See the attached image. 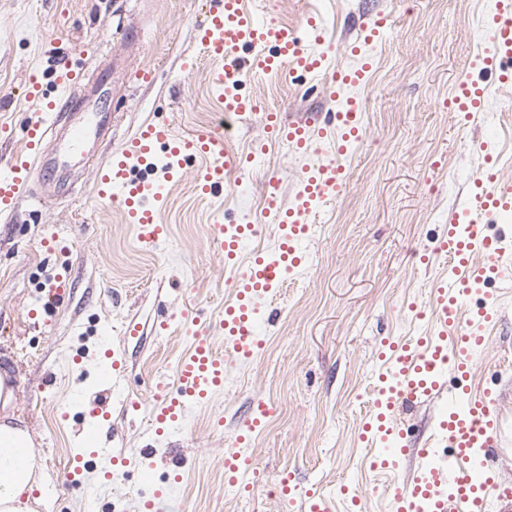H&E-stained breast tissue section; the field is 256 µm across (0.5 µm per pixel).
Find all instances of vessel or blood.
Segmentation results:
<instances>
[{
  "label": "vessel or blood",
  "instance_id": "obj_1",
  "mask_svg": "<svg viewBox=\"0 0 512 512\" xmlns=\"http://www.w3.org/2000/svg\"><path fill=\"white\" fill-rule=\"evenodd\" d=\"M485 26L488 46L480 68L495 73L502 88H511L512 0H495ZM197 37L204 52L219 63L212 83L224 102L223 121L181 138L165 125L148 124L129 141L123 156L110 159L93 173L98 197L119 203L127 223L135 226L139 243L147 248L158 246L169 234L159 213L170 182L191 159L208 160L197 183L204 195L222 193L228 172L240 168V157L229 153L227 143L234 124L247 117L251 106L238 93L247 76L272 69L291 75L322 71L324 89L332 94L337 87L358 84L371 68L366 61L354 71H326L332 46L324 39L320 19L310 16L301 27H289L271 18L258 19L245 9L244 0H211L197 25ZM79 82L80 73L68 56L55 61L56 97H47L40 82L31 81L29 96L41 103L42 114L26 131L29 158L0 162V211L10 209L22 196L42 204L48 197L64 194L78 153L104 140L112 124L111 107L103 102L95 110L82 111L80 101L70 94ZM483 101L484 89L478 81L467 78L458 83L453 102L465 111L467 120L481 117ZM260 120L271 137L288 141L297 151H310L321 138L331 145L333 156L303 171L291 207H284L276 178L263 182L265 214L282 230L276 253L259 252L249 262H241L242 241L254 232V225H214L215 250L235 273V297L225 303L217 324L226 351L218 353L209 328L196 327L195 316H187L193 341L178 364L174 386L158 396L153 425L159 433L180 423L188 405L206 403L223 388L225 357L238 361L256 355L261 342L255 333L259 314L255 300L271 297L302 263L299 244L308 235L309 218L322 203L343 193L346 175L341 158L364 135L363 114L353 99L328 122L311 115L287 124L278 112L261 113ZM477 183V193L462 210L463 223L449 225L438 241L437 250L447 256L449 270L433 291L431 331L389 342L382 356L389 384L381 388L360 434L366 445L378 446L389 437H403L404 427L396 416L403 404L425 397H445L450 402L440 421L439 437L446 444L443 455L419 449L415 475L392 490L394 512H484L491 489L497 490L499 499L512 500V488L500 484L494 473L474 469L476 458H489L499 446L495 394L472 386L470 363L471 352L483 345L484 331L497 316V299L484 294L476 311L467 317L462 314L463 306L490 277L512 279V269L501 263L512 240L489 230L500 215L512 211V186L500 182L490 158ZM86 434L92 439L91 450L73 456V473L92 462L107 475L113 466H129V458L114 457L111 448L102 446L97 425H89Z\"/></svg>",
  "mask_w": 512,
  "mask_h": 512
}]
</instances>
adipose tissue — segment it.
Wrapping results in <instances>:
<instances>
[{
	"label": "adipose tissue",
	"mask_w": 512,
	"mask_h": 512,
	"mask_svg": "<svg viewBox=\"0 0 512 512\" xmlns=\"http://www.w3.org/2000/svg\"><path fill=\"white\" fill-rule=\"evenodd\" d=\"M38 450L26 426L0 422V512H34L41 476Z\"/></svg>",
	"instance_id": "ef3b65f1"
}]
</instances>
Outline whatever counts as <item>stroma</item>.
Here are the masks:
<instances>
[{
  "label": "stroma",
  "instance_id": "1",
  "mask_svg": "<svg viewBox=\"0 0 512 512\" xmlns=\"http://www.w3.org/2000/svg\"><path fill=\"white\" fill-rule=\"evenodd\" d=\"M248 7L288 25L318 10L336 44L328 65L342 70L357 59L341 37H360L362 24L379 14L395 26L371 49L363 83L338 89L336 97L324 96L308 75L247 78L245 93L259 109L290 121L336 111L356 97L365 135L344 160L343 195L310 229L302 268L268 304L260 352L227 363L223 389L157 439L156 383L173 381L191 342L182 311L194 305L202 319L215 321L232 295V274L210 244L214 224L249 219L258 233L243 254L277 249L278 229L256 199L264 179L278 178L293 198L303 168L330 158V147L299 153L270 139L258 116L243 120L230 142L234 152L266 148L252 171L205 198L196 191L203 164L190 162L160 213L168 238L143 248L120 208L96 197L92 174L146 124H165L178 136L216 124L224 105L195 37L206 0H0V156L22 153L20 128L38 117V103L25 96L31 76H41L46 94L55 91L54 42L77 48L83 83L111 72L116 116L95 156L80 162L66 199L36 206L23 198L0 216V374L13 388L9 414L26 423L39 450L45 494L36 512H87L93 496L100 512H139L141 484L132 468L106 483L92 465L73 478V491L62 487L68 460L82 445L84 404L104 395L99 372L111 359L124 382L101 434L117 454L152 449L156 474L183 462L170 512H306L310 491L327 499L330 512H392L388 491L414 474L412 449L437 441L441 406L420 400L403 413L409 451L395 470L371 469L373 450L359 435L380 386L383 340L429 331L428 320L409 307L430 309L432 290L448 272L435 241L473 192L486 154H500L499 175L512 182V95L488 74L479 78L483 122H460L445 105L484 47L482 18L493 0H249ZM144 69L152 81L143 80ZM423 249L430 252L425 265L414 257ZM59 277L66 288L48 320L29 319ZM491 288L499 315L471 358L473 383L500 400L501 452L490 463L500 482L512 483V287L498 280ZM164 316L170 327L156 332ZM106 349L111 359H103ZM257 400L269 417L248 447H239ZM235 452L250 460L244 480L252 494L224 483V457ZM285 474L292 488L286 500L277 493Z\"/></svg>",
  "mask_w": 512,
  "mask_h": 512
}]
</instances>
